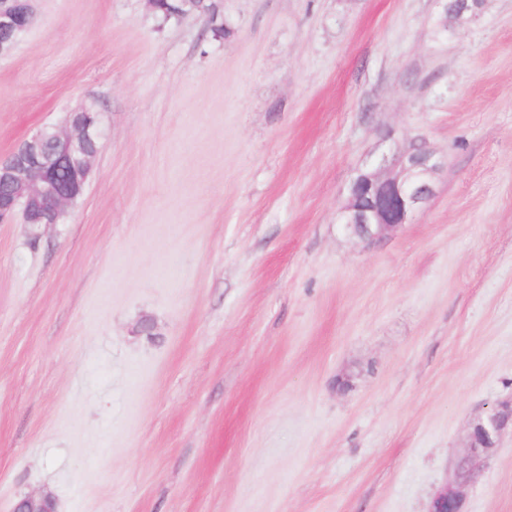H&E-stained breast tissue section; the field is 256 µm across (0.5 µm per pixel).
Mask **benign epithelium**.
<instances>
[{
    "instance_id": "1",
    "label": "benign epithelium",
    "mask_w": 512,
    "mask_h": 512,
    "mask_svg": "<svg viewBox=\"0 0 512 512\" xmlns=\"http://www.w3.org/2000/svg\"><path fill=\"white\" fill-rule=\"evenodd\" d=\"M33 0H0V58L9 55L33 22ZM102 137L99 113L81 106L59 125L36 131L0 161V223L22 213L25 224L59 223L66 208L83 193ZM440 160L424 146L383 160L358 174L349 188L340 223L372 242L408 223L434 193ZM66 170L70 180L59 178ZM512 424V408L494 407L478 418L468 434L466 453L455 480L438 487L428 512H461L464 489L502 432ZM13 512H57L49 493L26 495Z\"/></svg>"
}]
</instances>
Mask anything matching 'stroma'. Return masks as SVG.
I'll return each instance as SVG.
<instances>
[{"mask_svg": "<svg viewBox=\"0 0 512 512\" xmlns=\"http://www.w3.org/2000/svg\"><path fill=\"white\" fill-rule=\"evenodd\" d=\"M35 0L0 160L103 136L61 223H0V512H427L512 404V0ZM444 164L343 231L361 169ZM462 512H512V429ZM440 160L425 146L385 159L361 171L349 188L340 223L346 231L373 242L407 224L434 193ZM13 512H57L56 501L50 493L26 495L19 500Z\"/></svg>", "mask_w": 512, "mask_h": 512, "instance_id": "1", "label": "stroma"}]
</instances>
